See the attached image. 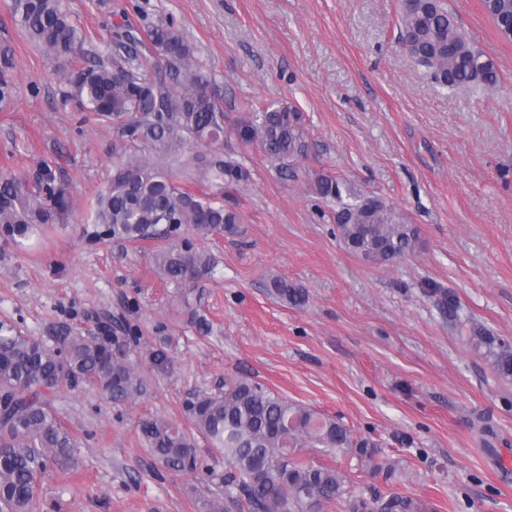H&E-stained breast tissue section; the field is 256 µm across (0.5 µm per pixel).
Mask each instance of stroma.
<instances>
[{
  "label": "stroma",
  "instance_id": "35a3bbf8",
  "mask_svg": "<svg viewBox=\"0 0 512 512\" xmlns=\"http://www.w3.org/2000/svg\"><path fill=\"white\" fill-rule=\"evenodd\" d=\"M0 0V46L15 95L0 109V175L67 185L72 208L25 246L0 240V321L45 339L122 327L143 379L113 403L91 386L54 402L76 442L72 467L42 480L41 512H203L224 495V460L198 447L194 473L164 467L139 423L189 427L195 393L245 377L340 420L391 479L356 456L309 451L354 495L396 492L423 512H512V378L481 339L512 350V43L481 0H449L500 71L475 94L438 92L397 41L399 0H68L88 33L85 59L117 28L145 37L171 20L207 65L224 108V150L251 180L233 198L237 235L203 241L214 268L184 288L155 267L154 243L93 235L90 209L112 174L111 127L81 123L60 64L30 42ZM302 112L308 159L282 169L232 131L246 103ZM328 174L402 212L414 254L363 261L343 243L338 205L313 191ZM280 276L306 305L271 295Z\"/></svg>",
  "mask_w": 512,
  "mask_h": 512
}]
</instances>
